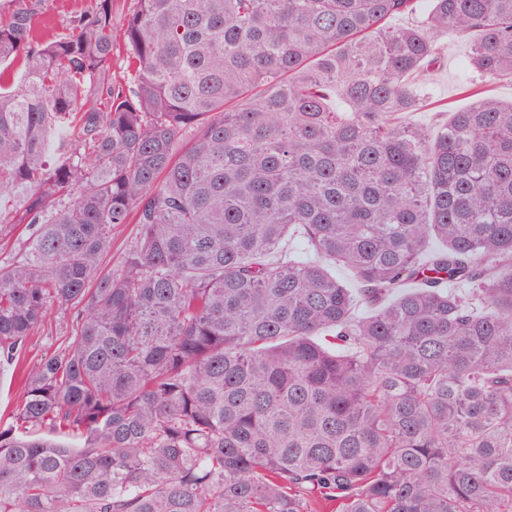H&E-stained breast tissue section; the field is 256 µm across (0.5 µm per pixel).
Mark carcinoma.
<instances>
[{"label":"carcinoma","instance_id":"1","mask_svg":"<svg viewBox=\"0 0 512 512\" xmlns=\"http://www.w3.org/2000/svg\"><path fill=\"white\" fill-rule=\"evenodd\" d=\"M48 3L0 8V366L68 335L0 420V512H512V104L407 120L436 33L512 77V0H137L126 84L114 0L43 41ZM120 6L112 13V41L114 52L112 55V77L124 83L134 77V67L128 58L124 45V17L125 14L136 7V0H116ZM125 3L124 7L122 4ZM72 140V130L67 123H57L51 126L45 137V155L48 159L54 160L63 152ZM48 318L53 336L50 335V332L49 335L46 332L36 333L28 346V360L40 359V357L50 354L65 339L67 315L62 310L53 308Z\"/></svg>","mask_w":512,"mask_h":512}]
</instances>
